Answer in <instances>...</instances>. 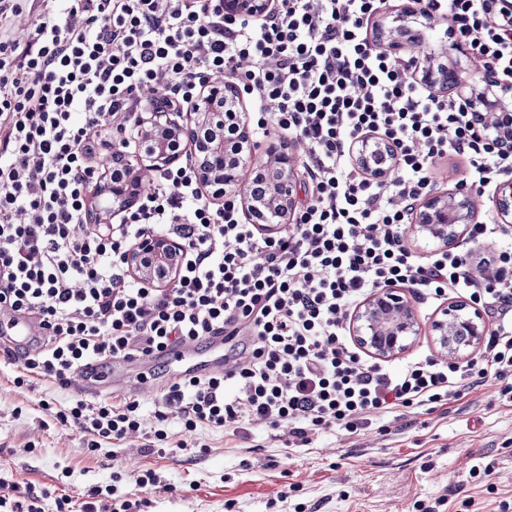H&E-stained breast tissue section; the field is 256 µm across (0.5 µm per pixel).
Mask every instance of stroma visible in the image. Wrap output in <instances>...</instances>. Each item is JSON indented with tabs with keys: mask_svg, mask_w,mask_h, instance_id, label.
I'll return each mask as SVG.
<instances>
[{
	"mask_svg": "<svg viewBox=\"0 0 512 512\" xmlns=\"http://www.w3.org/2000/svg\"><path fill=\"white\" fill-rule=\"evenodd\" d=\"M17 365L0 351V482L49 489L44 512H56L59 496L77 510L89 489L106 486L144 500V512H416L440 497L441 512L512 504V399L493 378L436 411L403 408L352 434L322 429L300 447L264 424L187 432L172 416L169 436L206 454H147L134 438L86 451L79 430L40 406L66 404L77 389L38 376L15 387ZM148 470L159 485L139 487L135 475Z\"/></svg>",
	"mask_w": 512,
	"mask_h": 512,
	"instance_id": "35a3bbf8",
	"label": "stroma"
}]
</instances>
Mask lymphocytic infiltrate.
Wrapping results in <instances>:
<instances>
[{"label": "lymphocytic infiltrate", "mask_w": 512, "mask_h": 512, "mask_svg": "<svg viewBox=\"0 0 512 512\" xmlns=\"http://www.w3.org/2000/svg\"><path fill=\"white\" fill-rule=\"evenodd\" d=\"M416 2L447 15L468 51L512 79V0ZM42 3L21 42L11 19L22 0H0V306L37 324L15 385L37 375L65 388L91 361L248 339L224 373L170 384L151 431L135 399L42 402L85 434L88 450L135 436L187 450L164 428L173 410L189 432L260 421L305 443L315 430L353 432L399 407L432 411L488 375L512 377V250L477 279L464 254L421 262L404 239V203L430 187L435 160L462 157L480 194L512 171V155L460 101L433 96L369 39L384 0H279L255 23L225 19L224 0ZM223 76L258 103L257 134L272 124L307 150L312 200L296 223L263 235L234 203L209 201L188 163L161 173L123 222L88 225L100 129L112 130V150H129L128 129L149 106L143 88H163L185 109ZM369 132L397 148L405 177L395 193L350 162L351 142ZM159 228L185 250L179 277L150 287L124 256ZM390 285L467 295L499 324L466 364L429 359L390 372L354 351L345 327L358 299Z\"/></svg>", "instance_id": "lymphocytic-infiltrate-1"}]
</instances>
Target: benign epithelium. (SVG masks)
Instances as JSON below:
<instances>
[{
	"mask_svg": "<svg viewBox=\"0 0 512 512\" xmlns=\"http://www.w3.org/2000/svg\"><path fill=\"white\" fill-rule=\"evenodd\" d=\"M276 0H224V17L260 18L273 12ZM438 20L408 0L391 22L376 28V38L394 53L417 42L423 30H435ZM462 45L452 40L438 51L415 60L414 71L422 84L438 96L457 95L466 102L475 123L482 125L495 142L512 154V82L492 69L469 59L473 77H460ZM149 110L138 115L134 125L140 148L112 155V166L124 169L121 179L99 188L104 197L89 216L91 224H110L133 209L149 178L177 166L189 148L201 186L214 200L240 195L247 220L266 231L293 223L298 195V163L288 144L268 140L258 144L242 120L244 100L234 85L210 84L195 98L188 112L174 110L166 96L143 91ZM355 163L386 180L394 166L396 150L382 135L367 133L350 146ZM498 223L512 224V178L498 183L492 195ZM476 204L463 186L431 192L408 204L415 231L443 245L455 242L474 223ZM183 245L157 233L131 248L126 255L130 274L151 285H165L179 273ZM350 332L356 344L371 358L387 360L406 352L421 335L414 308L405 294L392 286L380 288L360 302L350 317ZM430 336L444 355L466 358V351L481 346L486 325L479 308L450 302L430 322Z\"/></svg>",
	"mask_w": 512,
	"mask_h": 512,
	"instance_id": "obj_1",
	"label": "benign epithelium"
}]
</instances>
